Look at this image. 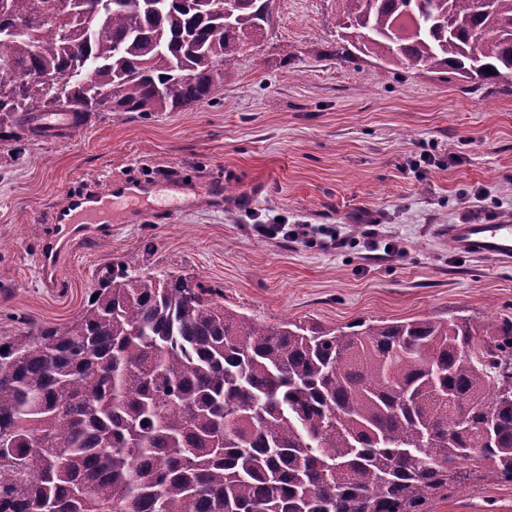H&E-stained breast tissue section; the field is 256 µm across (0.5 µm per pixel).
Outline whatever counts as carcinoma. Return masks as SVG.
I'll list each match as a JSON object with an SVG mask.
<instances>
[{
	"instance_id": "1",
	"label": "carcinoma",
	"mask_w": 512,
	"mask_h": 512,
	"mask_svg": "<svg viewBox=\"0 0 512 512\" xmlns=\"http://www.w3.org/2000/svg\"><path fill=\"white\" fill-rule=\"evenodd\" d=\"M267 2L0 0V133L202 103ZM336 3L347 59L512 84V0ZM96 293L0 343V512H427L466 461L512 481L510 316L265 325L129 262Z\"/></svg>"
}]
</instances>
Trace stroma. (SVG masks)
I'll return each mask as SVG.
<instances>
[{
	"mask_svg": "<svg viewBox=\"0 0 512 512\" xmlns=\"http://www.w3.org/2000/svg\"><path fill=\"white\" fill-rule=\"evenodd\" d=\"M202 200L143 223L112 201L107 236L57 245L47 213L88 186L146 182ZM512 215V89L423 67L341 57L336 0H273L265 40L224 65L209 101L167 112H95L79 130L0 140V341L73 320L106 268L185 276L259 322L340 328L359 320L512 316V265L448 244L452 224ZM336 229L322 249L257 236L272 217ZM397 240L399 249L385 245ZM56 249L59 285L40 260ZM471 477L428 512H512V482Z\"/></svg>",
	"mask_w": 512,
	"mask_h": 512,
	"instance_id": "1",
	"label": "stroma"
}]
</instances>
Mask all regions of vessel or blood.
Returning a JSON list of instances; mask_svg holds the SVG:
<instances>
[{
    "label": "vessel or blood",
    "mask_w": 512,
    "mask_h": 512,
    "mask_svg": "<svg viewBox=\"0 0 512 512\" xmlns=\"http://www.w3.org/2000/svg\"><path fill=\"white\" fill-rule=\"evenodd\" d=\"M113 189H87L79 195H69L54 208L53 223L75 230L79 239L97 238L112 223ZM448 238L455 250L462 254L494 259L502 263L512 261V221L498 218L494 221L452 224Z\"/></svg>",
    "instance_id": "obj_1"
}]
</instances>
